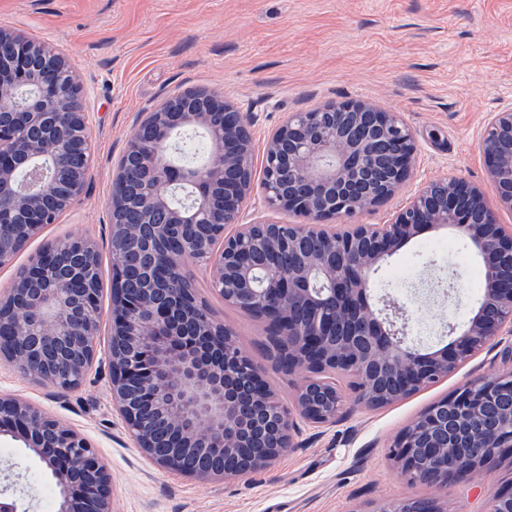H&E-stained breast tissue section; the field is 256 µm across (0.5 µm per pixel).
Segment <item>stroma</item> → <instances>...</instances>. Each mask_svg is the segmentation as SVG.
Listing matches in <instances>:
<instances>
[{
    "label": "stroma",
    "mask_w": 512,
    "mask_h": 512,
    "mask_svg": "<svg viewBox=\"0 0 512 512\" xmlns=\"http://www.w3.org/2000/svg\"><path fill=\"white\" fill-rule=\"evenodd\" d=\"M0 27L48 40L80 72L91 153L81 196L0 267V290L46 244L73 235L96 243L102 285L98 358L82 384L61 391L0 360V394L29 400L91 442L112 472L114 512H364L372 502L415 498L435 499L441 512H485L493 488L512 477V462L493 468L486 484L452 483L437 492L401 481L388 446L432 403L512 368L502 356L512 345L507 337L394 404L351 408L325 427L299 420L297 449L267 469L199 479L151 463L112 408L108 201L140 115L201 89L246 110L257 182L267 139L291 113L351 99L399 113L418 144L411 180L352 223H387L419 186L443 177L477 185L495 202L480 137L499 101L512 100V0H0ZM440 242L454 244V253L437 250ZM402 267L407 279L392 280ZM479 270L454 230H427L373 274L371 301L381 308L411 293L412 303H402L405 321L423 313L433 330L408 340L437 349L448 344L449 326L462 325L474 308ZM193 287L213 319L244 340L278 401L293 407L302 379L276 370L260 350L265 321L227 305L202 267L194 269ZM1 472L14 479L24 512H57L54 486L23 449H0Z\"/></svg>",
    "instance_id": "1"
}]
</instances>
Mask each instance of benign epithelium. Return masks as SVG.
Here are the masks:
<instances>
[{
    "label": "benign epithelium",
    "mask_w": 512,
    "mask_h": 512,
    "mask_svg": "<svg viewBox=\"0 0 512 512\" xmlns=\"http://www.w3.org/2000/svg\"><path fill=\"white\" fill-rule=\"evenodd\" d=\"M83 86L54 46L0 29V265L52 224L82 193L89 162ZM203 131L206 164L178 175L159 158L174 132ZM497 207L512 212V103L491 113L481 135ZM415 137L396 112L349 100L293 112L269 135L262 203L298 212L306 224L241 220L253 192L246 113L204 90H187L145 112L112 185V407L139 448L167 470L189 456V475L235 478L271 466L297 447L295 416L321 426L343 417L346 393L311 376L352 377L353 403L380 407L448 375L476 352L512 335V226L483 191L460 179L421 186L386 224H330L381 203L409 178ZM192 187L186 206L171 186ZM234 227L227 234L228 227ZM453 228L483 273L471 316L431 351L410 345L369 302L370 277L426 229ZM288 258L290 274H275ZM205 265L224 300L275 320L288 337V374L309 373L295 408L273 396L236 334L214 327L192 288ZM134 265L140 278L126 276ZM100 266L95 244L68 239L38 254L0 292V357L34 381L81 385L96 358ZM25 449L54 479L58 512H112V476L90 442L32 403L0 394V443ZM163 452L158 454L156 449ZM398 476L439 491L471 483L512 460V371L477 379L423 411L389 449ZM0 512H20L11 486ZM488 512H512V488Z\"/></svg>",
    "instance_id": "benign-epithelium-1"
}]
</instances>
